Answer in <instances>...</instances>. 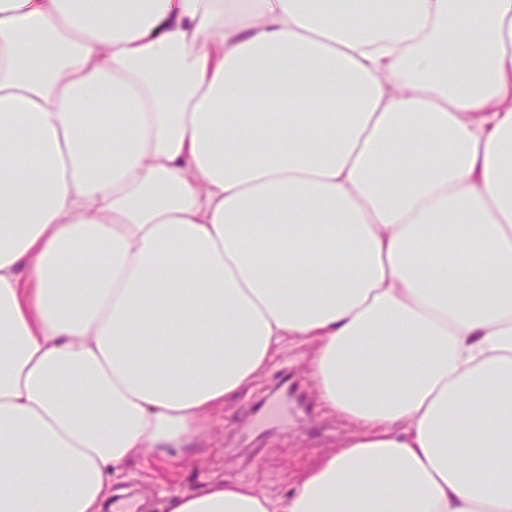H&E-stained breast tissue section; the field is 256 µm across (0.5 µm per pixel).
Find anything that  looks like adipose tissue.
<instances>
[{
	"instance_id": "ef3b65f1",
	"label": "adipose tissue",
	"mask_w": 512,
	"mask_h": 512,
	"mask_svg": "<svg viewBox=\"0 0 512 512\" xmlns=\"http://www.w3.org/2000/svg\"><path fill=\"white\" fill-rule=\"evenodd\" d=\"M293 342L353 432L168 512H512V0H0V512Z\"/></svg>"
}]
</instances>
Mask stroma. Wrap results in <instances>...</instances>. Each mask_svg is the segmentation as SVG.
I'll use <instances>...</instances> for the list:
<instances>
[{
    "mask_svg": "<svg viewBox=\"0 0 512 512\" xmlns=\"http://www.w3.org/2000/svg\"><path fill=\"white\" fill-rule=\"evenodd\" d=\"M306 361L305 346L296 343L284 349L251 389L225 404L223 419L211 425L196 448L165 465L150 460L129 463L113 476V494L135 489L146 512H167L169 493L201 490L220 478L286 495L303 467L318 453L335 449L345 431L344 422L319 403ZM285 374L301 382L304 408L281 405L275 417H254L255 403Z\"/></svg>",
    "mask_w": 512,
    "mask_h": 512,
    "instance_id": "obj_1",
    "label": "stroma"
}]
</instances>
